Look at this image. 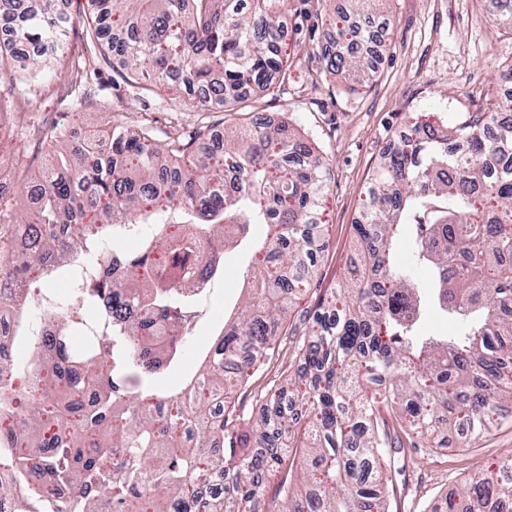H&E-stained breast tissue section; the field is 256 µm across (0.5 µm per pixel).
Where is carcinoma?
<instances>
[{
    "label": "carcinoma",
    "mask_w": 512,
    "mask_h": 512,
    "mask_svg": "<svg viewBox=\"0 0 512 512\" xmlns=\"http://www.w3.org/2000/svg\"><path fill=\"white\" fill-rule=\"evenodd\" d=\"M276 0H89L96 42L121 58L127 80L164 89L180 80L206 89L189 105L248 107L244 87L288 79ZM325 13L331 75L359 83L373 34L356 25L385 0H348ZM512 29V0H483ZM74 20L61 0H0V74L36 76L63 49ZM485 112L403 138L383 151L354 224L357 262L297 339L295 359L249 410L233 394L279 354L295 297L312 281L323 239L327 165L297 128L256 122L159 142L148 127H107L96 143L40 128L50 158L23 180L28 208L0 197V243L21 240L0 261V306L15 334L29 332L25 291L75 255L99 270L75 300L43 308L53 335L35 337L38 397L15 388L0 343V495L15 512H258L257 483L278 475L271 512H382L393 488L389 420L425 448L445 432L459 446L498 424L512 387V124L485 136ZM147 224L134 251L113 224ZM252 224H269L262 265L237 317L181 389L158 388L181 358L195 318L192 293L221 274L224 248ZM411 231L410 261L392 262L393 238ZM459 329L419 331L422 288ZM76 489L67 498L58 490ZM512 459L476 471L431 512H506Z\"/></svg>",
    "instance_id": "1"
}]
</instances>
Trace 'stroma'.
<instances>
[{
  "instance_id": "stroma-1",
  "label": "stroma",
  "mask_w": 512,
  "mask_h": 512,
  "mask_svg": "<svg viewBox=\"0 0 512 512\" xmlns=\"http://www.w3.org/2000/svg\"><path fill=\"white\" fill-rule=\"evenodd\" d=\"M344 5V0H285L280 11L290 77L280 86L249 93V113H269L274 124L290 120L314 142L329 172L322 208L326 246L316 255L310 290L279 338L284 361L292 359L296 337L305 329L301 317L313 314L322 296L339 287L354 258L353 218L383 145L409 133L410 116L453 122L469 112L487 111L508 94L500 75L512 66V31L489 18L482 0H388L383 17L389 25L375 45L378 63L368 81L353 88L344 79L329 80L319 50L323 33L318 18ZM68 10L75 25L63 53L42 76L25 83L0 77V90L13 93V107L0 119L15 129L14 136L0 141V156L19 165L45 162L46 153H34L25 132L34 117L65 129L75 140L108 121L149 126L164 141L203 125L220 131L243 120L240 112L192 108L179 88L153 92L127 83L111 57L90 51L87 0H69ZM267 233V225H252L247 243L225 250L224 271L208 291L207 313L194 326L167 386L198 369L225 320L240 311L254 253ZM503 414L490 433L464 448L451 438L438 449L408 443L393 449L399 470L392 475L388 512H425L435 496L458 492L477 468L512 457V403H505Z\"/></svg>"
}]
</instances>
